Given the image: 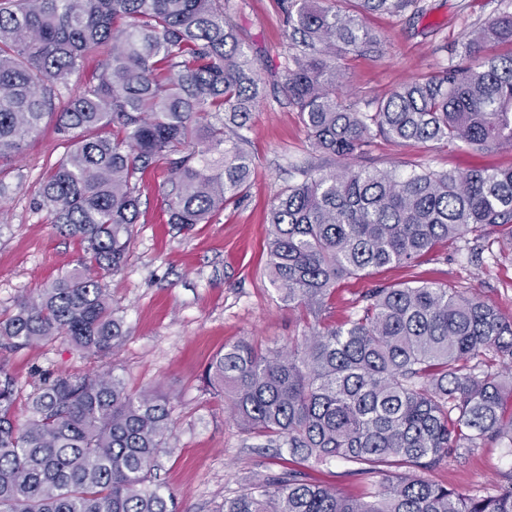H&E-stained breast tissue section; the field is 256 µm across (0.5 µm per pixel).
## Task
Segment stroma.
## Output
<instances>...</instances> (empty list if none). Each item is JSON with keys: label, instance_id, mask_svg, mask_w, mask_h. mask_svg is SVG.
I'll list each match as a JSON object with an SVG mask.
<instances>
[{"label": "stroma", "instance_id": "stroma-1", "mask_svg": "<svg viewBox=\"0 0 512 512\" xmlns=\"http://www.w3.org/2000/svg\"><path fill=\"white\" fill-rule=\"evenodd\" d=\"M426 11L372 13L365 27L381 42L379 54L351 53L340 61L339 99L366 109L400 83L438 74L472 28L496 16L499 0H424ZM245 49L256 58L266 86L251 117L247 151L255 176L240 201L230 203L211 223L186 230L168 223L163 212L165 169L149 175L142 215L134 226L131 254L124 270L104 275L112 307L123 315L127 335L113 354L85 357L56 343L19 351L0 350L25 391L37 372L115 370L129 387L167 395L173 434L159 458L158 479L174 493L182 512H218L225 499L244 490L251 475H274L281 451L264 439L243 433L226 412L222 396L205 381L212 356L245 339L281 347L299 335V310L280 300L267 270L268 214L276 195L297 182L295 167L330 169L336 161L312 152L307 132L288 102L281 73L290 28L283 0H229ZM70 149L53 120L27 142L23 152L0 161V181L11 193L0 200V314L17 301L74 266L79 241L60 234L47 211L37 205L39 186L50 166ZM355 165L406 171L420 163L431 169L465 172L475 168H512V149L480 150L460 142L406 146L376 138ZM410 280L453 284L466 294L496 304L512 318V233L500 230L480 242L474 254L456 255L440 243L430 260L413 268L391 266L369 276L341 280L320 319L340 324L353 301L376 285ZM512 467L500 447L472 450L462 461H448L431 472L432 480L463 494L493 488L499 471ZM312 480L357 495L364 481L351 464H310Z\"/></svg>", "mask_w": 512, "mask_h": 512}]
</instances>
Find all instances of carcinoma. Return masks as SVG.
Instances as JSON below:
<instances>
[{
  "instance_id": "1",
  "label": "carcinoma",
  "mask_w": 512,
  "mask_h": 512,
  "mask_svg": "<svg viewBox=\"0 0 512 512\" xmlns=\"http://www.w3.org/2000/svg\"><path fill=\"white\" fill-rule=\"evenodd\" d=\"M358 2L363 12H423L420 0ZM285 4L288 100L311 147L339 166L300 171L269 212L270 281L314 322L286 347L239 341L209 363L240 429L288 453L280 473L254 476L217 512H512V469L483 494L423 476L486 445L512 452V319L452 284L409 281L370 288L344 323L319 326L340 280L417 266L443 241L472 253L471 241L512 224V168L352 163L376 136L512 146V53H487L512 46V0L461 41L459 61L364 112L336 96V61L378 51L377 38L335 0ZM93 50L103 51L95 79L53 111L57 87ZM263 91L224 0H0V161L55 118L73 145L47 172L38 206L83 250L0 319V347L60 341L112 353L125 332L98 272L125 266L145 175L171 173L168 223H210L255 173L244 144ZM21 392L1 359L0 512H180L156 478L173 429L167 398L134 392L112 371L42 374ZM311 459L344 460L369 484L344 498L310 479Z\"/></svg>"
}]
</instances>
